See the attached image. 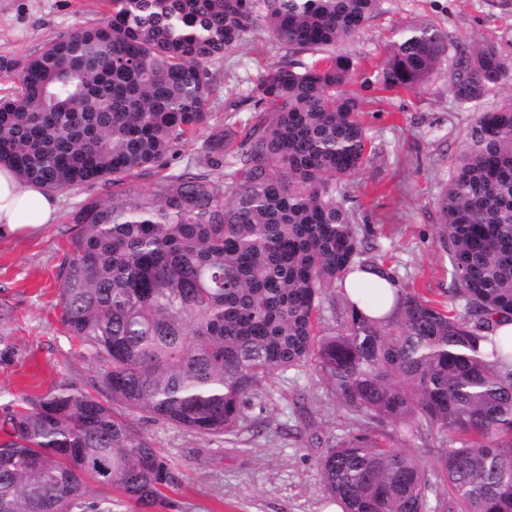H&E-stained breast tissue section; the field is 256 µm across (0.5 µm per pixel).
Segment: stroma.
I'll return each mask as SVG.
<instances>
[{
	"label": "stroma",
	"mask_w": 512,
	"mask_h": 512,
	"mask_svg": "<svg viewBox=\"0 0 512 512\" xmlns=\"http://www.w3.org/2000/svg\"><path fill=\"white\" fill-rule=\"evenodd\" d=\"M104 19L99 0H0V56L35 54L60 35ZM420 24L458 42L492 36L512 58V0H384L363 31L336 47L357 66L352 89L362 99L372 142L349 203L354 226L400 284L445 303L450 267L438 237L437 199L473 115L456 107L447 59L411 93L365 85L385 57L387 38ZM284 55L261 30L227 54L211 97L212 117L172 158V168L197 159L212 133L250 122L258 77L283 63ZM107 194L102 185L59 191L56 223L26 237L0 235V305L12 313L22 352L12 365L0 366V404L44 393L63 379L99 396L100 366L79 355L60 324L56 271L74 215ZM138 426L181 474L175 512H324L318 457L353 421L328 401L324 382L305 367L273 375L253 397L241 430L222 445L161 422L142 419Z\"/></svg>",
	"instance_id": "35a3bbf8"
}]
</instances>
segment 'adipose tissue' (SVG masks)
Returning <instances> with one entry per match:
<instances>
[{
	"instance_id": "adipose-tissue-1",
	"label": "adipose tissue",
	"mask_w": 512,
	"mask_h": 512,
	"mask_svg": "<svg viewBox=\"0 0 512 512\" xmlns=\"http://www.w3.org/2000/svg\"><path fill=\"white\" fill-rule=\"evenodd\" d=\"M59 200L40 184L25 183L11 167L0 165V234L29 235L58 218ZM348 295L357 310L378 317L389 313L399 286L390 270L370 268L356 272Z\"/></svg>"
}]
</instances>
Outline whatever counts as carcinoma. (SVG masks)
Returning a JSON list of instances; mask_svg holds the SVG:
<instances>
[{"instance_id": "cac0c4a2", "label": "carcinoma", "mask_w": 512, "mask_h": 512, "mask_svg": "<svg viewBox=\"0 0 512 512\" xmlns=\"http://www.w3.org/2000/svg\"><path fill=\"white\" fill-rule=\"evenodd\" d=\"M381 2L104 0L106 22L0 57L18 83L0 98V164L50 192L111 188L74 217L57 282L60 323L112 398L62 380L0 405V512H112L114 494L169 507L179 472L130 415L221 440L275 371L308 364L357 423L318 463L342 512H512V354L495 336L512 316V96L475 116L438 202L461 309L402 287L368 318L345 293L377 263L347 207L369 142L336 43ZM261 28L288 62L258 78L254 123L169 168L210 119L224 58ZM447 52L433 25L400 31L379 89L417 90ZM505 84L493 39L454 45L460 109ZM20 355L0 307V364ZM401 429L448 447L427 469L394 446Z\"/></svg>"}]
</instances>
